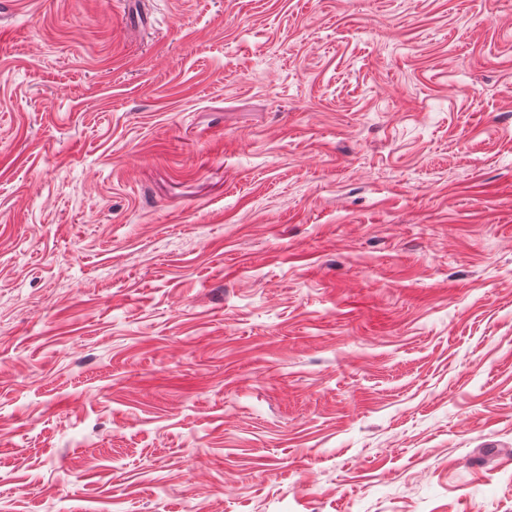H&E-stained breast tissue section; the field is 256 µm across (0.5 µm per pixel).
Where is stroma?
<instances>
[{"instance_id": "obj_1", "label": "stroma", "mask_w": 512, "mask_h": 512, "mask_svg": "<svg viewBox=\"0 0 512 512\" xmlns=\"http://www.w3.org/2000/svg\"><path fill=\"white\" fill-rule=\"evenodd\" d=\"M0 512H512V0H0Z\"/></svg>"}]
</instances>
